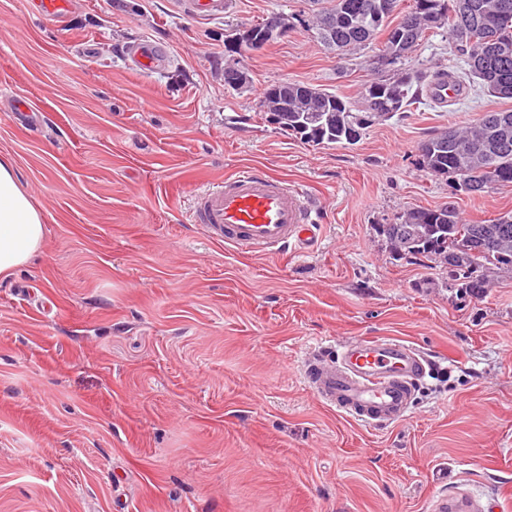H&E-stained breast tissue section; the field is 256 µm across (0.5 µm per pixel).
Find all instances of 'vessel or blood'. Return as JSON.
<instances>
[{
    "instance_id": "vessel-or-blood-1",
    "label": "vessel or blood",
    "mask_w": 512,
    "mask_h": 512,
    "mask_svg": "<svg viewBox=\"0 0 512 512\" xmlns=\"http://www.w3.org/2000/svg\"><path fill=\"white\" fill-rule=\"evenodd\" d=\"M133 65L153 70L167 58L166 47L142 43L132 51ZM192 223L214 241L251 251H307L321 226L307 190L251 168L204 189L191 213ZM304 379L319 401L366 426L404 419L426 360L409 344L390 337L354 339L334 356L311 354ZM494 503L468 490L429 500L426 512H493Z\"/></svg>"
}]
</instances>
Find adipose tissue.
Instances as JSON below:
<instances>
[{
	"label": "adipose tissue",
	"mask_w": 512,
	"mask_h": 512,
	"mask_svg": "<svg viewBox=\"0 0 512 512\" xmlns=\"http://www.w3.org/2000/svg\"><path fill=\"white\" fill-rule=\"evenodd\" d=\"M44 216L22 190L13 162L0 156V278L40 250Z\"/></svg>",
	"instance_id": "obj_1"
}]
</instances>
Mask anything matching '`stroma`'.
I'll use <instances>...</instances> for the list:
<instances>
[{
	"label": "stroma",
	"mask_w": 512,
	"mask_h": 512,
	"mask_svg": "<svg viewBox=\"0 0 512 512\" xmlns=\"http://www.w3.org/2000/svg\"><path fill=\"white\" fill-rule=\"evenodd\" d=\"M0 0V155L45 217L41 249L0 279V512H423L467 486L512 512V276L461 297L448 271L392 259L377 227L454 202L470 222L512 187L449 200L420 144L512 109L469 89L422 97L353 146H312L260 101L281 81L360 102L369 51L338 56L298 26L242 52L226 37L304 0ZM169 50L154 72L127 48ZM406 68H460L427 33ZM33 119H14L16 100ZM250 167L305 184L321 224L301 254L211 241L190 221L210 181ZM393 336L434 364L408 416L360 425L302 375L314 350Z\"/></svg>",
	"instance_id": "obj_1"
}]
</instances>
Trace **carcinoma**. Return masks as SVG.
Returning a JSON list of instances; mask_svg holds the SVG:
<instances>
[{
    "mask_svg": "<svg viewBox=\"0 0 512 512\" xmlns=\"http://www.w3.org/2000/svg\"><path fill=\"white\" fill-rule=\"evenodd\" d=\"M386 0H307L311 26L328 50L345 55L365 49L384 36L381 49L401 62L431 30H441L464 70L442 73L456 91L477 84L487 95L512 99V0H469L468 14L457 0L436 2L441 12L430 20L427 10L413 16L414 33L398 39L400 27L389 22ZM424 76L396 73L377 76L364 87V96L383 99L396 114L419 100L416 87ZM263 112L280 130L307 144H353L379 119L365 106L322 89L292 82L271 85L263 96ZM419 160L431 173L448 180L450 194L478 196L492 189L512 187V109L482 112L460 129L441 132L420 145ZM379 233L397 258L419 256L448 265V279L458 291L477 297L501 272L512 274V213L488 223L468 224L456 209L442 205L413 208L393 224H381Z\"/></svg>",
    "mask_w": 512,
    "mask_h": 512,
    "instance_id": "obj_1",
    "label": "carcinoma"
}]
</instances>
